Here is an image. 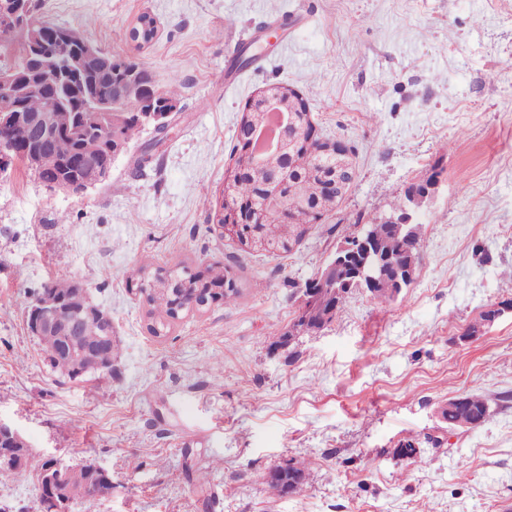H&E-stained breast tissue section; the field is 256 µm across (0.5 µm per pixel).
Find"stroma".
Here are the masks:
<instances>
[{
  "label": "stroma",
  "mask_w": 512,
  "mask_h": 512,
  "mask_svg": "<svg viewBox=\"0 0 512 512\" xmlns=\"http://www.w3.org/2000/svg\"><path fill=\"white\" fill-rule=\"evenodd\" d=\"M145 13L158 31L138 52L128 30ZM41 15L137 57L159 87L182 82L170 136L143 130L105 184L73 195L20 163L0 174V423L35 461L111 473V494L70 512H512V313L460 340L512 299V0H45ZM270 84L296 90L355 169L275 256L214 229L242 113ZM435 165L404 300L356 291L323 330L283 343L337 244ZM145 257L221 261L240 295L152 336L126 286ZM56 279L111 314V377L50 369L27 311ZM464 393L491 417L442 433L438 407ZM408 440L421 463L394 458ZM296 461L300 490L273 491L269 474ZM0 512H42L34 471L0 483Z\"/></svg>",
  "instance_id": "1"
}]
</instances>
